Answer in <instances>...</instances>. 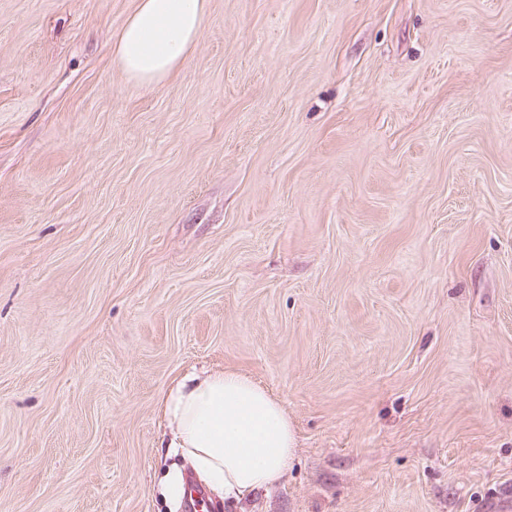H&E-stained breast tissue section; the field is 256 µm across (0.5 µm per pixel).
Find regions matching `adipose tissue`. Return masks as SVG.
Returning <instances> with one entry per match:
<instances>
[{
    "instance_id": "adipose-tissue-1",
    "label": "adipose tissue",
    "mask_w": 512,
    "mask_h": 512,
    "mask_svg": "<svg viewBox=\"0 0 512 512\" xmlns=\"http://www.w3.org/2000/svg\"><path fill=\"white\" fill-rule=\"evenodd\" d=\"M207 20V0H137L113 52L143 86L187 62ZM165 445L214 490L242 497L275 484L293 458L296 434L283 405L245 374L189 373L164 398Z\"/></svg>"
}]
</instances>
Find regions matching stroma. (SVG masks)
<instances>
[{"mask_svg":"<svg viewBox=\"0 0 512 512\" xmlns=\"http://www.w3.org/2000/svg\"><path fill=\"white\" fill-rule=\"evenodd\" d=\"M136 0H0V512H180L163 399L288 412L224 512L512 495V0H208L153 87Z\"/></svg>","mask_w":512,"mask_h":512,"instance_id":"stroma-1","label":"stroma"}]
</instances>
